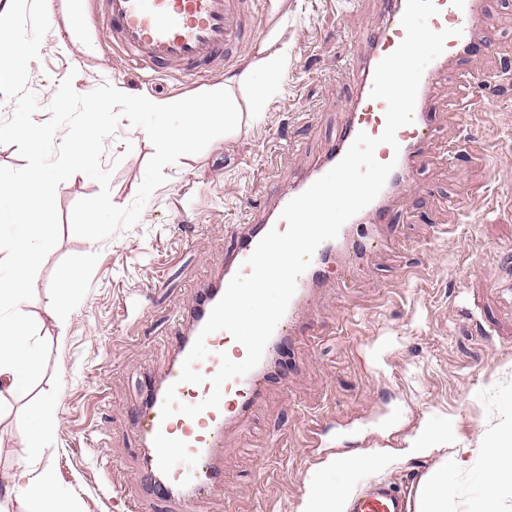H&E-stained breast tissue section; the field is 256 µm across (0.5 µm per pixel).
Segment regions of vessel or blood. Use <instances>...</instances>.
Here are the masks:
<instances>
[{
	"label": "vessel or blood",
	"mask_w": 512,
	"mask_h": 512,
	"mask_svg": "<svg viewBox=\"0 0 512 512\" xmlns=\"http://www.w3.org/2000/svg\"><path fill=\"white\" fill-rule=\"evenodd\" d=\"M374 23L358 37L365 53L350 62L356 84L347 106V117L330 148L314 166L293 173L286 191L277 195L271 208L261 210L249 224L234 225L232 243L216 272L196 289L190 302L174 317L172 353L165 367L146 374L133 428L142 448L137 481L148 495L175 504L178 512H206L212 494L224 486V436L243 426L266 388L281 381L288 348L302 332L301 318L310 299L328 280L350 287L360 263L377 250L387 248L382 233L395 207L411 189L425 146L435 137L432 93L440 72L448 64L485 49L482 33L489 20L482 0H434L437 15L429 20L432 30L461 29L447 39L443 52L424 70L417 92L411 124L398 129L396 146L380 145L379 162H394L395 168L375 200L349 219L335 239L322 243L309 268L299 276L296 291L283 318L268 341L260 362L246 375L222 387L219 408L197 417L176 415L162 419L161 407L168 388H175L180 403L195 405L212 391L211 379L222 357L240 362L246 349L224 330L206 337L207 356L194 368L203 383H183L182 365L213 307L236 274H249L247 259L270 231H285L281 213L287 203L331 170L346 154L359 133L376 137L385 128L386 104L373 99L374 71L405 38L401 18L406 0H375ZM241 0H104L102 21L115 47L130 60L165 70L180 68L183 75L200 78L206 62L230 60L242 40ZM475 80L463 76L448 96V123L459 125L474 98ZM347 512H409L406 492L385 482L356 490L348 499Z\"/></svg>",
	"instance_id": "1"
}]
</instances>
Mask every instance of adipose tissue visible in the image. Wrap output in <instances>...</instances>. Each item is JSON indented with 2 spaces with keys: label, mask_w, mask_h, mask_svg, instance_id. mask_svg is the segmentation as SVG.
<instances>
[{
  "label": "adipose tissue",
  "mask_w": 512,
  "mask_h": 512,
  "mask_svg": "<svg viewBox=\"0 0 512 512\" xmlns=\"http://www.w3.org/2000/svg\"><path fill=\"white\" fill-rule=\"evenodd\" d=\"M288 65L285 49H264L248 67L225 76L222 85L211 88L194 103L175 102L151 96L135 101L138 109L157 115L180 112L182 121L176 126H159L153 133L161 137L170 152H178L195 136L216 126L231 129L242 119L237 102L226 96L227 87L243 86L250 82L254 71H263L269 79L281 77ZM13 214L17 221L12 236L0 235V403L24 397L36 374V356L31 346L34 335L25 319L22 306L32 287L28 272L40 256L52 247L51 237L39 225L27 223L24 205L14 200ZM9 318H2V311ZM379 464L376 455L365 454L350 458L330 459L320 473L309 480L299 512H344L347 486L329 482V475H348ZM482 465L491 480L482 491L475 512H493L494 503L512 491V434L494 435L483 444ZM455 466L454 459H445L432 474L418 496L416 512H448V475Z\"/></svg>",
  "instance_id": "obj_1"
}]
</instances>
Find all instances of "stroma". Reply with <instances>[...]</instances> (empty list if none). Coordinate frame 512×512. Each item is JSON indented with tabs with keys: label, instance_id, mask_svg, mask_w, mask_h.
Returning <instances> with one entry per match:
<instances>
[{
	"label": "stroma",
	"instance_id": "35a3bbf8",
	"mask_svg": "<svg viewBox=\"0 0 512 512\" xmlns=\"http://www.w3.org/2000/svg\"><path fill=\"white\" fill-rule=\"evenodd\" d=\"M70 6L50 20L28 88L48 120L59 84L77 93L108 84L130 95L200 99L242 69L273 38L288 45L277 82L255 72L233 87L245 114L241 127L200 153L164 169L166 182L147 200L139 221L91 241L73 234L75 203L100 186L77 173L48 202L26 208L27 221L54 240L33 273L25 314L36 334L37 373L24 399L0 404V477L20 487L6 512H30L24 492L29 450L24 431L40 423L43 399L58 404L59 422L39 458L60 496L79 512H173L170 503L140 495V453L131 411L141 394L139 373L159 371L171 354L172 313L186 303L205 269L228 244L227 231L254 217L330 145L345 117L353 84L346 69L355 35L374 21V0H267L247 28L248 44L232 62L208 67L190 83L175 70L149 76L128 62L96 26L71 29ZM491 22L487 53L449 64L435 94L437 135L403 205L385 225L387 248L374 253L350 288H322L309 327L288 350V378L271 386L244 429L224 440V488L209 512H297L305 486L326 459L376 451L381 467L359 471L348 485L387 480L416 496L442 458L461 464L448 478V512H471L484 476L481 446L512 428V88L497 85L512 61V0H485ZM480 79L481 109L449 127L444 101L461 73ZM474 141L472 163H452L449 144ZM112 202L136 198L154 146L144 129L120 119L105 141ZM84 263L79 300L65 339L43 320L56 291ZM136 293L145 312L125 318L121 300ZM346 424L323 448L306 443L314 420ZM448 429L447 441L425 456L405 450L421 425Z\"/></svg>",
	"mask_w": 512,
	"mask_h": 512
}]
</instances>
